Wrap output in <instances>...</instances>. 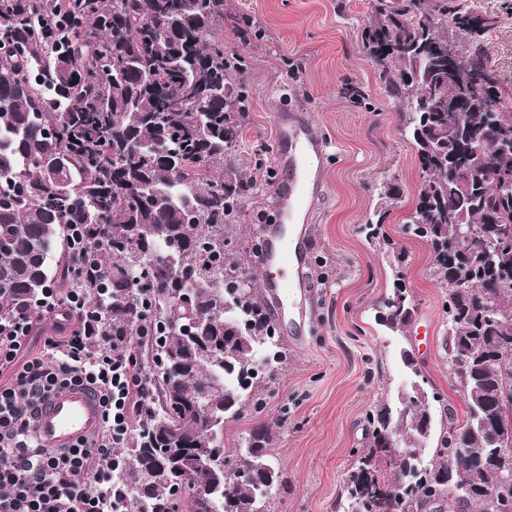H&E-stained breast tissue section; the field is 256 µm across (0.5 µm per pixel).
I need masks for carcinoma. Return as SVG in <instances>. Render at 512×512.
I'll list each match as a JSON object with an SVG mask.
<instances>
[{"instance_id":"1","label":"carcinoma","mask_w":512,"mask_h":512,"mask_svg":"<svg viewBox=\"0 0 512 512\" xmlns=\"http://www.w3.org/2000/svg\"><path fill=\"white\" fill-rule=\"evenodd\" d=\"M60 0H0V319L32 311L51 288L90 302L100 335L121 355L149 327L142 365L148 400L115 476L128 512H269L282 471L265 426L239 448L224 424L261 401L258 376L288 361L254 282L248 252L233 243L253 188L237 146L248 121L249 64L224 51L253 20L227 0H79L70 28H55ZM495 20L458 0H371L362 48L397 105L423 174L406 234L430 247L448 287V365L466 419L436 423L421 398L393 426L389 406L366 415L370 450L345 474L344 512H420L451 500L488 512L485 492L512 495L500 461V427L512 426V92L493 75L481 40ZM459 52L448 59V38ZM89 251L70 248V225ZM125 251L112 254V242ZM201 285L193 323L178 308L177 270L139 278L169 258ZM386 301L385 326L412 316ZM232 345L222 360L202 352ZM423 448L436 440L415 481L390 469L387 432ZM468 449L461 458L458 449ZM455 461L448 471V461ZM257 471L247 484L237 467Z\"/></svg>"}]
</instances>
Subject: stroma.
Wrapping results in <instances>:
<instances>
[{"mask_svg": "<svg viewBox=\"0 0 512 512\" xmlns=\"http://www.w3.org/2000/svg\"><path fill=\"white\" fill-rule=\"evenodd\" d=\"M496 25L485 42L489 65L512 90V0H472ZM251 15L257 39L224 34L225 51L250 63L249 120L238 149L254 187L245 199L234 237L249 240L271 209L279 183L274 167L276 114L294 108L315 124L328 144L324 197L315 208L310 276L317 293L304 301L302 351L272 372L263 405L224 426L232 448L259 425H269L284 474L273 490L272 512H343L339 493L347 470L370 446L365 416L377 404L402 407L412 376L402 353L414 356L426 381L434 417L466 406L448 368L446 290L430 274L432 256L404 226L423 181L416 154L400 130V117L365 56L362 26L370 0H230ZM363 97L343 94L345 84ZM400 194L377 239L366 225L380 208L378 185ZM403 278L413 313L403 331L381 321L383 301Z\"/></svg>", "mask_w": 512, "mask_h": 512, "instance_id": "stroma-1", "label": "stroma"}]
</instances>
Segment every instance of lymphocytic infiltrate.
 <instances>
[{
    "mask_svg": "<svg viewBox=\"0 0 512 512\" xmlns=\"http://www.w3.org/2000/svg\"><path fill=\"white\" fill-rule=\"evenodd\" d=\"M61 316L76 318L78 328L63 339L46 338L38 354L17 363L33 328ZM96 331L94 310L73 291L49 290L35 311L0 319V371L12 372L0 386V512H127V493L113 475L126 464L118 450L147 398L139 349L148 331L140 329L122 356L106 344L90 350ZM72 386L98 395L100 432L69 448L40 447L33 430L40 402Z\"/></svg>",
    "mask_w": 512,
    "mask_h": 512,
    "instance_id": "1",
    "label": "lymphocytic infiltrate"
}]
</instances>
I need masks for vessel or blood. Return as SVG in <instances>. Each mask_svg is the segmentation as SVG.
I'll use <instances>...</instances> for the list:
<instances>
[{
	"instance_id": "1",
	"label": "vessel or blood",
	"mask_w": 512,
	"mask_h": 512,
	"mask_svg": "<svg viewBox=\"0 0 512 512\" xmlns=\"http://www.w3.org/2000/svg\"><path fill=\"white\" fill-rule=\"evenodd\" d=\"M275 165L281 190L272 210L279 224L254 257L263 271L265 298L279 310L295 311L309 286L306 247L327 150L319 129L296 115H277ZM101 409L93 392L70 387L51 394L39 408L34 431L40 446L64 448L95 434Z\"/></svg>"
}]
</instances>
